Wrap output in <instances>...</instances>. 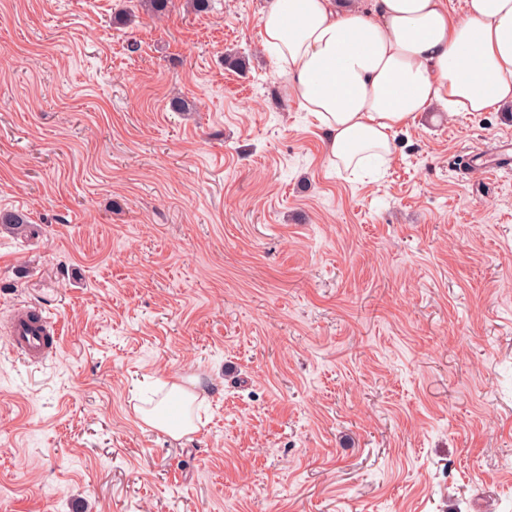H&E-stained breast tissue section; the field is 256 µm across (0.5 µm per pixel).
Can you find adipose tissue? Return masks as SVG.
Returning a JSON list of instances; mask_svg holds the SVG:
<instances>
[{
  "instance_id": "ef3b65f1",
  "label": "adipose tissue",
  "mask_w": 512,
  "mask_h": 512,
  "mask_svg": "<svg viewBox=\"0 0 512 512\" xmlns=\"http://www.w3.org/2000/svg\"><path fill=\"white\" fill-rule=\"evenodd\" d=\"M262 46L354 173L393 153V135L432 107H512V0H270Z\"/></svg>"
}]
</instances>
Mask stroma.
<instances>
[{"label": "stroma", "instance_id": "35a3bbf8", "mask_svg": "<svg viewBox=\"0 0 512 512\" xmlns=\"http://www.w3.org/2000/svg\"><path fill=\"white\" fill-rule=\"evenodd\" d=\"M136 3L0 0V512H512V108L425 113L358 180L267 0ZM180 378L188 441L134 410ZM59 334L56 323L26 305L14 310L7 330L11 352L31 363L43 362L48 358L52 353L53 340Z\"/></svg>", "mask_w": 512, "mask_h": 512}]
</instances>
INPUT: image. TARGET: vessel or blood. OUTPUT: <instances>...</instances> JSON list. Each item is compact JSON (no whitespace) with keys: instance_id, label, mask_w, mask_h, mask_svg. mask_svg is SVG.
Returning a JSON list of instances; mask_svg holds the SVG:
<instances>
[{"instance_id":"b4317fda","label":"vessel or blood","mask_w":512,"mask_h":512,"mask_svg":"<svg viewBox=\"0 0 512 512\" xmlns=\"http://www.w3.org/2000/svg\"><path fill=\"white\" fill-rule=\"evenodd\" d=\"M59 334V328L42 312L22 305L11 317L7 337L12 353L28 362L38 363L48 358L50 345Z\"/></svg>"}]
</instances>
